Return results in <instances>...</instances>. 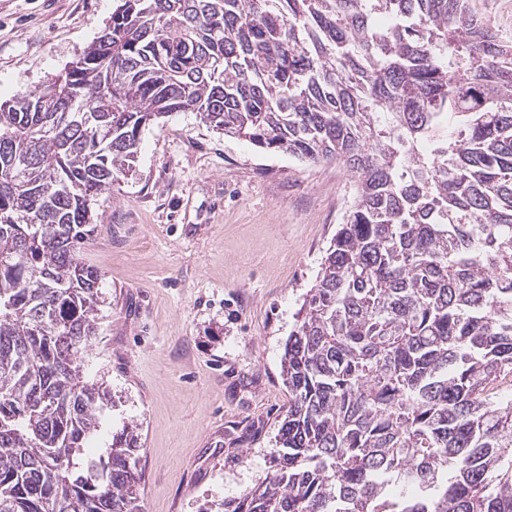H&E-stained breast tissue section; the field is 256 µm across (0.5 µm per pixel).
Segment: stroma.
Returning a JSON list of instances; mask_svg holds the SVG:
<instances>
[{"instance_id": "35a3bbf8", "label": "stroma", "mask_w": 512, "mask_h": 512, "mask_svg": "<svg viewBox=\"0 0 512 512\" xmlns=\"http://www.w3.org/2000/svg\"><path fill=\"white\" fill-rule=\"evenodd\" d=\"M115 0H0V100L76 60ZM351 202L336 163L258 151L178 112L144 131L93 207L79 258L107 303L85 358L135 427L143 512H210L249 490L288 405L284 344Z\"/></svg>"}]
</instances>
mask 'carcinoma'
Masks as SVG:
<instances>
[{"mask_svg": "<svg viewBox=\"0 0 512 512\" xmlns=\"http://www.w3.org/2000/svg\"><path fill=\"white\" fill-rule=\"evenodd\" d=\"M116 2L0 102V512H142L136 430L84 449L112 392L85 377L104 296L78 250L175 112L354 177L269 470L220 510L512 512V44L472 0Z\"/></svg>", "mask_w": 512, "mask_h": 512, "instance_id": "cac0c4a2", "label": "carcinoma"}]
</instances>
